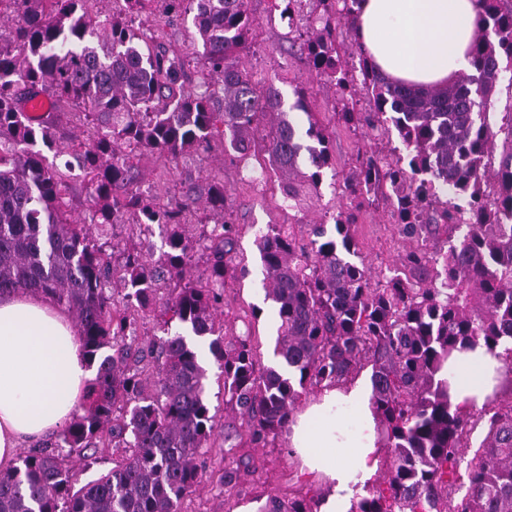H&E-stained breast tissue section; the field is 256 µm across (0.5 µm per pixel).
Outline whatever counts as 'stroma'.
<instances>
[{"label": "stroma", "mask_w": 512, "mask_h": 512, "mask_svg": "<svg viewBox=\"0 0 512 512\" xmlns=\"http://www.w3.org/2000/svg\"><path fill=\"white\" fill-rule=\"evenodd\" d=\"M248 9L253 26L250 47L238 57L240 67L252 74L258 85L274 83L288 107L295 101V85H307L311 91L310 111L329 122L335 175L325 176L310 199L288 208L282 204L276 176L250 181L248 173L216 143L207 153L181 158L175 165L152 154L144 155L138 164V180L141 187L151 188L160 203L166 204L194 191L208 177L223 179L233 197L232 220L239 226L237 242L247 268L246 275L224 291V319L230 331L252 330L257 358L267 367L276 340L277 316L274 306L264 301L263 268L255 236L271 224L331 223L343 204L340 183L351 172L358 151L375 147L377 141L335 121L338 105L332 91L311 75L292 44L293 38L305 32L310 23L314 11L311 0H305L302 14L291 18L282 16L272 0H249ZM356 235L372 274H380L394 260L397 248L388 208L376 203L362 209ZM243 455L250 456L253 465L241 472L235 490L225 491L219 482L224 468ZM209 456L207 481L199 492L183 501L182 512H242L248 504L255 512H263L269 498L288 499L294 489L307 481L300 461L288 454V435L284 432L268 448H228L219 440Z\"/></svg>", "instance_id": "1"}]
</instances>
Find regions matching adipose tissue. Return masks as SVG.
<instances>
[{"label": "adipose tissue", "instance_id": "adipose-tissue-1", "mask_svg": "<svg viewBox=\"0 0 512 512\" xmlns=\"http://www.w3.org/2000/svg\"><path fill=\"white\" fill-rule=\"evenodd\" d=\"M480 25L477 0H360L353 36L390 80L429 87L471 70ZM453 358L470 367L466 377L450 379L453 404L482 405L500 358L481 346ZM93 375L78 329L50 297L0 295V468L15 465L22 446L65 426ZM370 395L361 382L323 389L291 425V448L303 454L309 472L325 478L323 512H344L377 470L374 438L350 441L336 415L337 406L351 403L374 426Z\"/></svg>", "mask_w": 512, "mask_h": 512}]
</instances>
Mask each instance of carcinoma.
<instances>
[{"mask_svg":"<svg viewBox=\"0 0 512 512\" xmlns=\"http://www.w3.org/2000/svg\"><path fill=\"white\" fill-rule=\"evenodd\" d=\"M0 0V294L51 297L73 317L96 367L84 401L50 445L0 469V512H181L203 485L218 423L206 369L179 329L211 336L224 407L240 425L231 448H267L288 427L301 395L349 380L372 365L371 405L389 463L349 512H512V112L491 109L512 69V3L478 0L472 71L445 86L393 83L352 32L358 0H313L315 25L300 51L309 71L356 130L397 132L400 146L361 152L342 184L355 203L300 237L274 224L256 237L266 299L279 320L276 354L292 371L265 370L251 332L228 335L218 312L224 288L246 273L230 221L233 200L212 178L185 199L161 205L132 187L145 153L177 159L215 139L248 166L267 157L283 202L299 204L333 166L326 126L294 88H257L238 63L250 41L247 0ZM192 25L196 81L187 58L154 43L146 25ZM358 56L359 74L342 54ZM371 91L359 105L357 85ZM55 98L34 122L22 107ZM86 120L59 146V108ZM501 152H496V149ZM53 152L48 158L44 151ZM89 188L85 223L71 218L67 191ZM218 217L198 218L197 201ZM383 202L401 250L375 281L353 226ZM166 229L155 259L137 246L104 259L90 225L120 226L140 239L145 223ZM206 252L203 268L195 246ZM152 282L165 295L135 294ZM151 323L162 335L141 338ZM503 349L497 395L480 409L453 407L440 377L452 352ZM485 435L470 459L477 422ZM122 449L112 468L79 484L88 451ZM239 460L224 469L238 486ZM321 493L273 497L266 512H320Z\"/></svg>","mask_w":512,"mask_h":512,"instance_id":"1","label":"carcinoma"}]
</instances>
